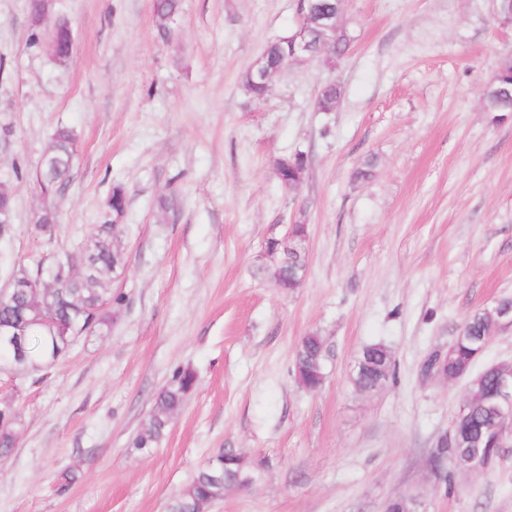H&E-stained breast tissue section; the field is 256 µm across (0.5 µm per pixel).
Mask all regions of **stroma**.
I'll list each match as a JSON object with an SVG mask.
<instances>
[{
    "label": "stroma",
    "instance_id": "35a3bbf8",
    "mask_svg": "<svg viewBox=\"0 0 512 512\" xmlns=\"http://www.w3.org/2000/svg\"><path fill=\"white\" fill-rule=\"evenodd\" d=\"M27 3L0 0V173L22 171L0 286L77 252L119 182L127 264L110 287L126 301L42 381L0 375L21 413L0 512H167L229 448L256 461L254 480L206 512H385L401 497L417 512H512V445L487 473L447 483L432 470L468 380L420 371L471 313L512 298V112L483 101L512 63L498 0H341L348 52L279 70L258 102L241 77L296 28L297 0H182L165 39L152 0H54L74 32L62 68L31 46ZM329 83L340 99L321 112ZM60 122L77 154L47 243L33 175ZM298 152L303 179L282 188L276 164ZM169 195L177 208L159 210ZM299 222L307 266L288 293L262 272L263 250ZM312 332L328 346L314 393L291 372ZM376 342L397 380L356 391ZM177 367L196 389L162 441L133 452Z\"/></svg>",
    "mask_w": 512,
    "mask_h": 512
}]
</instances>
